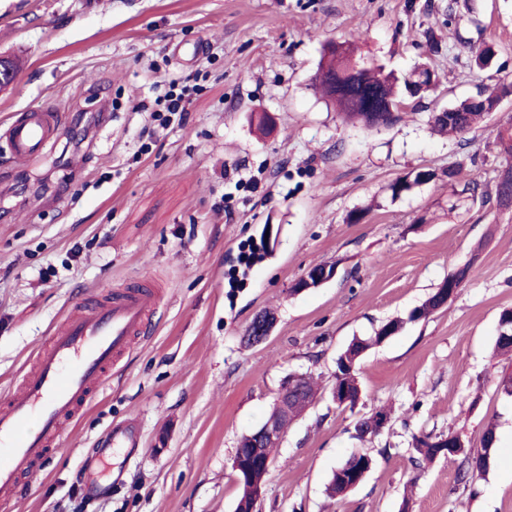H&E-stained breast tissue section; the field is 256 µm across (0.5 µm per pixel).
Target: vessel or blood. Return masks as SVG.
Wrapping results in <instances>:
<instances>
[{
  "label": "vessel or blood",
  "mask_w": 512,
  "mask_h": 512,
  "mask_svg": "<svg viewBox=\"0 0 512 512\" xmlns=\"http://www.w3.org/2000/svg\"><path fill=\"white\" fill-rule=\"evenodd\" d=\"M62 114L52 107L25 113L5 131L17 159L40 156L57 134ZM159 304L148 287L116 296L78 299L57 324L19 393L0 406V504L13 500L55 451L80 413L112 380V369L151 331Z\"/></svg>",
  "instance_id": "1"
}]
</instances>
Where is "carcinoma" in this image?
<instances>
[{"label": "carcinoma", "mask_w": 512, "mask_h": 512, "mask_svg": "<svg viewBox=\"0 0 512 512\" xmlns=\"http://www.w3.org/2000/svg\"><path fill=\"white\" fill-rule=\"evenodd\" d=\"M403 83L404 91L416 97L431 90L435 85V71L426 64L415 70L409 77L400 79L385 67L377 65L364 67L356 57L354 43L349 40L332 41L324 45L322 58L314 75V85L331 102L336 111L351 120L366 126L389 125L399 119L398 112L402 102L398 97V83ZM512 94V82H503L491 91L483 90L475 96L465 98L453 107L429 115L431 128L438 132H448L464 136L474 131L493 112L497 111L503 98ZM495 144L504 154L508 165H512V126H500L495 130ZM436 178L432 171H419L413 178L407 177L391 185L392 196L396 197L414 186ZM441 308L437 294L415 309L410 319L418 320ZM402 321L391 320L368 338L354 339L336 362L335 379L332 389L343 393L348 405L353 406L361 398L362 389L357 367L362 352L381 342L382 338L399 330ZM495 438L493 425H488L482 437V448L443 447V435L430 434L414 438L413 447L418 454L417 460L431 462L439 456L461 458L464 474H473L485 469L489 441ZM372 458L363 453L351 454L333 473L328 484V492L333 496H342L358 487L351 471L355 467L364 470L371 467ZM269 470L258 468L251 475L234 472L239 487L235 512H247L259 491L264 488Z\"/></svg>", "instance_id": "1"}]
</instances>
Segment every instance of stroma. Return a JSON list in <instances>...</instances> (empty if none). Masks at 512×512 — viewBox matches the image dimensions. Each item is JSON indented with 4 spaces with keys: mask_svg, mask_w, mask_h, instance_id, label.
Returning a JSON list of instances; mask_svg holds the SVG:
<instances>
[{
    "mask_svg": "<svg viewBox=\"0 0 512 512\" xmlns=\"http://www.w3.org/2000/svg\"><path fill=\"white\" fill-rule=\"evenodd\" d=\"M0 0V58L21 63L0 91V128L59 107L45 155L14 158L0 137V401L78 297L146 278L162 290L154 332L112 371L45 471L0 512H234L232 457L282 379L311 375L315 404L273 450L260 512H512V355L494 353L512 309V211L496 206L506 159L493 129L512 99L466 136L434 133L430 113L512 81V0ZM358 39L359 59L397 75L433 62L438 86L405 98L394 124L345 121L313 86L322 46ZM203 52L178 62L176 45ZM493 45L477 66L470 45ZM199 87L184 127L155 129L174 78ZM268 112L270 134L251 121ZM462 166L459 179L448 168ZM418 170L432 181L393 196ZM477 182L479 195L464 189ZM320 288L292 292L313 266ZM456 297L410 313L458 269ZM269 338L245 341L259 312ZM402 329L359 364L363 394L329 388L353 338ZM390 421L358 437V419ZM496 441L464 482L455 458L415 467L414 436ZM140 435L135 457L82 461L112 428ZM355 451L373 467L358 488L328 482Z\"/></svg>",
    "mask_w": 512,
    "mask_h": 512,
    "instance_id": "obj_1",
    "label": "stroma"
}]
</instances>
